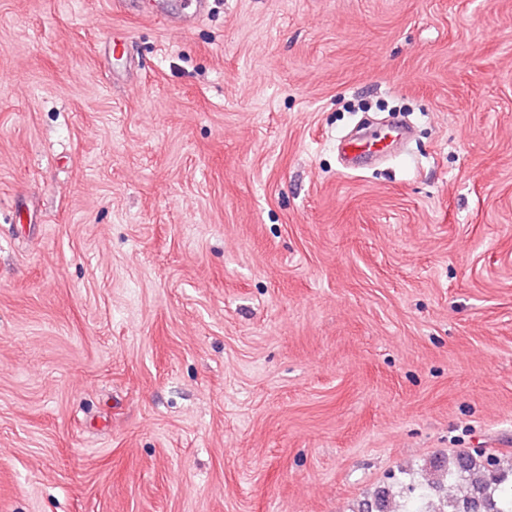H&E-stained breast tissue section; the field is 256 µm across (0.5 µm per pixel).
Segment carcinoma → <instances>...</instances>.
<instances>
[{"mask_svg": "<svg viewBox=\"0 0 512 512\" xmlns=\"http://www.w3.org/2000/svg\"><path fill=\"white\" fill-rule=\"evenodd\" d=\"M438 478L420 487L415 505L405 512H512V480L498 476L501 459L495 454L476 456L461 450L451 459L433 465ZM467 484L460 497L434 493L442 481Z\"/></svg>", "mask_w": 512, "mask_h": 512, "instance_id": "1", "label": "carcinoma"}]
</instances>
